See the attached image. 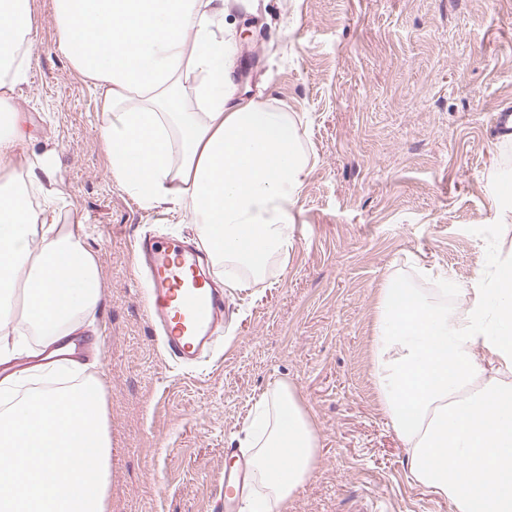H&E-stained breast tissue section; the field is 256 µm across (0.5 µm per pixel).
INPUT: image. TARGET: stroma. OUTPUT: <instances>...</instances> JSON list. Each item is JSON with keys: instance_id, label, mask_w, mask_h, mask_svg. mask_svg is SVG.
I'll return each mask as SVG.
<instances>
[{"instance_id": "obj_1", "label": "stroma", "mask_w": 512, "mask_h": 512, "mask_svg": "<svg viewBox=\"0 0 512 512\" xmlns=\"http://www.w3.org/2000/svg\"><path fill=\"white\" fill-rule=\"evenodd\" d=\"M38 22L15 108L26 152L54 149L62 223L80 217L100 296L83 330L112 441L107 512H223L224 451L260 398L288 383L313 417L318 464L288 512H454L412 483L406 450L371 377L387 280L469 288L512 254V140L491 137L512 106V0H247L236 81L300 123L309 172L290 210L294 245L264 280L229 289L213 363L170 362L145 313L136 239L198 238L184 213L145 207L112 180L92 81L59 47L54 0Z\"/></svg>"}]
</instances>
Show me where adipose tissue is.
<instances>
[{
	"label": "adipose tissue",
	"instance_id": "ef3b65f1",
	"mask_svg": "<svg viewBox=\"0 0 512 512\" xmlns=\"http://www.w3.org/2000/svg\"><path fill=\"white\" fill-rule=\"evenodd\" d=\"M240 0H55L64 54L102 97L112 177L150 207L187 213L212 261L259 280L292 242L288 208L309 157L294 117L233 80ZM36 31L29 0H0V304L22 293L44 346L99 299L81 227L12 193L26 133L14 108ZM512 257L455 311L418 289H381L372 339L378 403L417 485L455 512H512ZM244 443L266 492L252 512H288L317 465L315 425L279 384ZM112 458L98 380L31 390L0 408V512H106Z\"/></svg>",
	"mask_w": 512,
	"mask_h": 512
}]
</instances>
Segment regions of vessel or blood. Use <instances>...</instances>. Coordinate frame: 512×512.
Wrapping results in <instances>:
<instances>
[{
  "instance_id": "1",
  "label": "vessel or blood",
  "mask_w": 512,
  "mask_h": 512,
  "mask_svg": "<svg viewBox=\"0 0 512 512\" xmlns=\"http://www.w3.org/2000/svg\"><path fill=\"white\" fill-rule=\"evenodd\" d=\"M135 258L147 279L146 315L165 355L186 369L210 358L224 331L226 295L195 242L144 236ZM243 470L224 472V512H237Z\"/></svg>"
}]
</instances>
